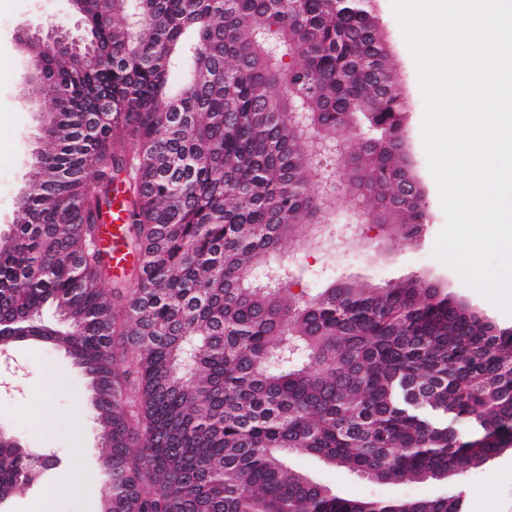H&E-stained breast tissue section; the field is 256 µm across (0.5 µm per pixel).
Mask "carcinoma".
<instances>
[{
	"mask_svg": "<svg viewBox=\"0 0 512 512\" xmlns=\"http://www.w3.org/2000/svg\"><path fill=\"white\" fill-rule=\"evenodd\" d=\"M79 45L28 77L45 148L0 235V347H58L89 379L101 512H462L456 495L339 497L286 463L441 480L512 447V328L420 278L289 288L331 171L367 224L427 223L409 102L370 0H80ZM290 63L284 64V58ZM356 163L320 166L297 112ZM125 192L133 271L101 226ZM52 306L62 326L41 320ZM53 460L0 434V502Z\"/></svg>",
	"mask_w": 512,
	"mask_h": 512,
	"instance_id": "1",
	"label": "carcinoma"
}]
</instances>
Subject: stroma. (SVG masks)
Segmentation results:
<instances>
[{
  "mask_svg": "<svg viewBox=\"0 0 512 512\" xmlns=\"http://www.w3.org/2000/svg\"><path fill=\"white\" fill-rule=\"evenodd\" d=\"M373 5L410 102L405 135L415 174L426 191L428 222L418 238L405 243L391 242L385 228L367 224L347 247L331 253L311 242L287 240L283 249L296 259L292 290L315 293L341 279L383 285L418 276L498 325L512 327V314L469 288L433 255L445 215L420 135L423 99L416 67L392 0H374ZM52 21L74 34L83 32V22L70 11L67 0H0V72L9 75L0 81V232L18 219L17 200L43 147L38 135L43 115L51 107L49 101L25 94L26 57L17 34ZM49 381L55 383L56 393L47 410L37 390ZM86 385L82 370L62 350L21 343L0 353V429L20 436L28 450L54 460L53 467L23 494L0 502V512H100L99 463L104 448L85 398ZM289 464L342 497L412 500L458 494L464 512H512L510 448L479 467L440 481L377 483L309 456L290 457Z\"/></svg>",
  "mask_w": 512,
  "mask_h": 512,
  "instance_id": "stroma-1",
  "label": "stroma"
}]
</instances>
